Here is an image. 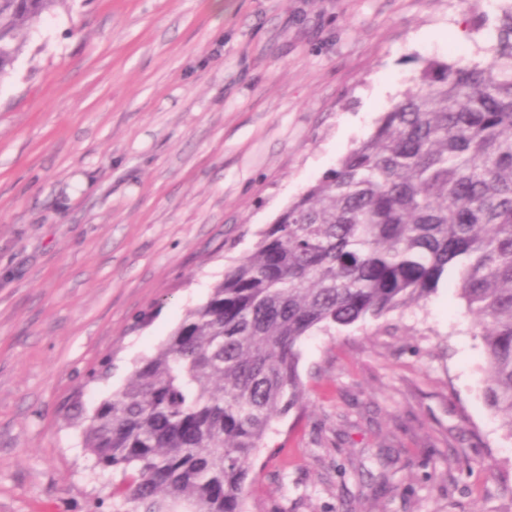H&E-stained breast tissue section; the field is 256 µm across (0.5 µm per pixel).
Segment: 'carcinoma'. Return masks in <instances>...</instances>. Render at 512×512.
<instances>
[{
    "instance_id": "obj_1",
    "label": "carcinoma",
    "mask_w": 512,
    "mask_h": 512,
    "mask_svg": "<svg viewBox=\"0 0 512 512\" xmlns=\"http://www.w3.org/2000/svg\"><path fill=\"white\" fill-rule=\"evenodd\" d=\"M62 0H0V77ZM489 57L426 62L374 133L261 231L87 416L84 448L134 512H244L253 458L302 403V341L426 300L453 275L512 436V0Z\"/></svg>"
}]
</instances>
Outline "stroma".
<instances>
[{
    "label": "stroma",
    "instance_id": "obj_1",
    "mask_svg": "<svg viewBox=\"0 0 512 512\" xmlns=\"http://www.w3.org/2000/svg\"><path fill=\"white\" fill-rule=\"evenodd\" d=\"M66 0L0 78V512H126L68 415L119 391L486 0ZM453 282L301 344L245 512H512Z\"/></svg>",
    "mask_w": 512,
    "mask_h": 512
}]
</instances>
